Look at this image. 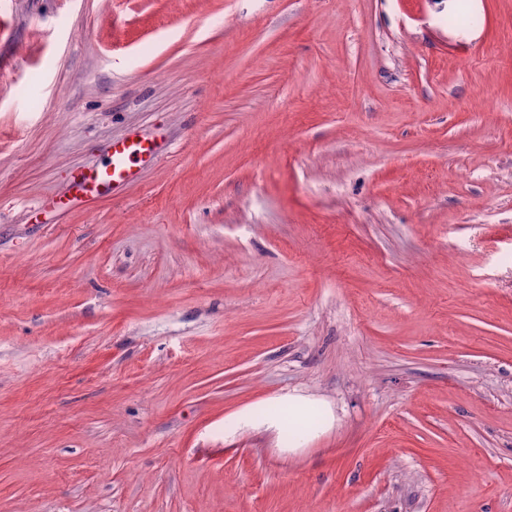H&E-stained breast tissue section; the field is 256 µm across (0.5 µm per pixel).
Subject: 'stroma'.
Returning <instances> with one entry per match:
<instances>
[{"mask_svg": "<svg viewBox=\"0 0 512 512\" xmlns=\"http://www.w3.org/2000/svg\"><path fill=\"white\" fill-rule=\"evenodd\" d=\"M0 512H512V0H0ZM155 143L137 134H128L112 145L108 162L89 172H76L68 182V192L52 198L45 207L54 212L68 211L108 198L118 188L133 180L137 163L151 162L156 157Z\"/></svg>", "mask_w": 512, "mask_h": 512, "instance_id": "35a3bbf8", "label": "stroma"}]
</instances>
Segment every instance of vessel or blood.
<instances>
[{
  "instance_id": "b4317fda",
  "label": "vessel or blood",
  "mask_w": 512,
  "mask_h": 512,
  "mask_svg": "<svg viewBox=\"0 0 512 512\" xmlns=\"http://www.w3.org/2000/svg\"><path fill=\"white\" fill-rule=\"evenodd\" d=\"M156 157V146L148 138L129 134L112 145L108 162L89 172L71 175L65 195L50 199L46 206L54 212L90 206L109 197L118 188L133 180L137 163H147Z\"/></svg>"
}]
</instances>
